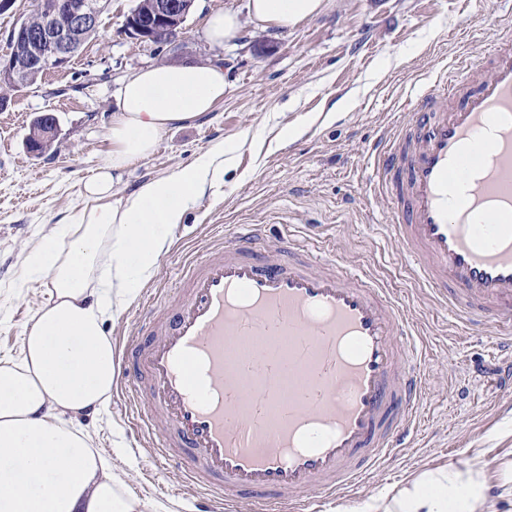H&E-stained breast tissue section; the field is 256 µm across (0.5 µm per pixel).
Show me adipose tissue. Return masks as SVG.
Returning <instances> with one entry per match:
<instances>
[{
	"instance_id": "ef3b65f1",
	"label": "adipose tissue",
	"mask_w": 512,
	"mask_h": 512,
	"mask_svg": "<svg viewBox=\"0 0 512 512\" xmlns=\"http://www.w3.org/2000/svg\"><path fill=\"white\" fill-rule=\"evenodd\" d=\"M324 0H248L260 26L288 27L319 14ZM224 99V68L211 63L149 66L125 78L109 135L112 154L83 181L78 217L25 250L26 274L49 298L21 336L19 356L0 357V512H148L128 494L111 461L75 425L108 405L117 380L105 330L162 253L164 225L224 174L215 148L171 174L112 201L115 179L148 157L174 127ZM489 480L480 460L428 469L358 512H486Z\"/></svg>"
}]
</instances>
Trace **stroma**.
<instances>
[{"mask_svg":"<svg viewBox=\"0 0 512 512\" xmlns=\"http://www.w3.org/2000/svg\"><path fill=\"white\" fill-rule=\"evenodd\" d=\"M247 0H196L178 40L153 44L124 30L136 0H108L95 37L62 71L11 92L0 111V355L17 354L21 333L47 301L22 266L29 242L84 208L81 184L112 151L115 96L132 72L152 65L224 62V100L213 112L173 129L113 187L120 199L215 147L224 179L207 187L183 223L167 229V248L125 310L108 319L125 341L144 296L172 285L181 264L213 243L218 230L263 225V247L288 228L318 226L337 261L388 288L424 339L419 370L423 407L402 451L361 488L353 505L398 488L436 467L480 459L491 481L487 512H512L496 480L512 463V388L494 369L493 339L449 320L410 273L404 249L386 227L387 208L370 190V148L404 119L407 99L447 73L463 52L480 54L498 25L512 23V0H326L322 13L288 28L261 29ZM217 9L237 14L239 32L223 47L205 35ZM50 113L58 136L29 153L25 137ZM131 403L117 390L105 412L79 426L112 462L126 489L157 512H197L198 489L153 462L132 426Z\"/></svg>","mask_w":512,"mask_h":512,"instance_id":"1","label":"stroma"}]
</instances>
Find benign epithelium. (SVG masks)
<instances>
[{
  "label": "benign epithelium",
  "instance_id": "1",
  "mask_svg": "<svg viewBox=\"0 0 512 512\" xmlns=\"http://www.w3.org/2000/svg\"><path fill=\"white\" fill-rule=\"evenodd\" d=\"M105 5V0H56L39 25H32L27 18L15 25L0 54V86L28 87L32 74L64 68L86 36L98 29ZM194 5L195 0H150V8L142 11L137 4L127 15L125 28L141 41L160 37L170 41L182 32ZM56 133L54 125L37 124L26 136V144L32 152L42 154Z\"/></svg>",
  "mask_w": 512,
  "mask_h": 512
}]
</instances>
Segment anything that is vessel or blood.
I'll list each match as a JSON object with an SVG mask.
<instances>
[{
	"label": "vessel or blood",
	"mask_w": 512,
	"mask_h": 512,
	"mask_svg": "<svg viewBox=\"0 0 512 512\" xmlns=\"http://www.w3.org/2000/svg\"><path fill=\"white\" fill-rule=\"evenodd\" d=\"M371 154L418 279L512 354V26ZM260 238L239 224L185 263L118 356L144 446L205 491V512L350 498L419 413L424 341L390 292L323 257L314 231Z\"/></svg>",
	"instance_id": "b4317fda"
}]
</instances>
